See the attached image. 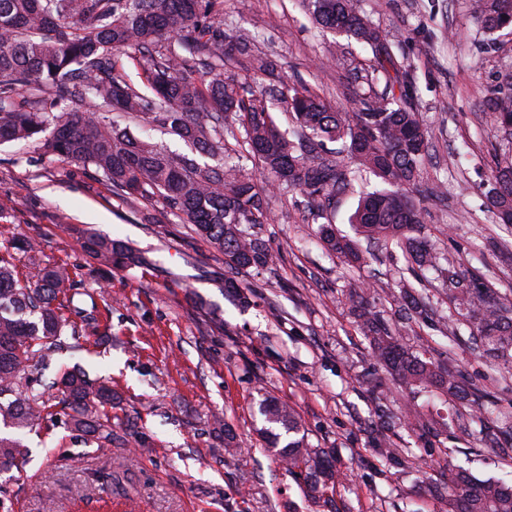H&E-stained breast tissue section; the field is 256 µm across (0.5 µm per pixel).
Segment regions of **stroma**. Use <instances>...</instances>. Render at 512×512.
Wrapping results in <instances>:
<instances>
[{"label": "stroma", "mask_w": 512, "mask_h": 512, "mask_svg": "<svg viewBox=\"0 0 512 512\" xmlns=\"http://www.w3.org/2000/svg\"><path fill=\"white\" fill-rule=\"evenodd\" d=\"M412 77L410 101L431 128L415 199L422 238L442 262L481 277L512 302V224L489 203L492 172L512 161V137L485 103L512 78V32L488 40L472 0H357ZM225 28L252 37L276 64L271 85L303 81L334 106L382 92L370 48L323 30L301 0H224ZM270 221L254 231L275 264L237 273L247 296H225L224 255L160 203L124 198L94 167L50 160L31 144L0 146V249L39 241L44 261L80 283L72 304L99 332L59 355L111 381L119 415L141 444L100 448L58 426L25 436L29 457L0 473L11 512H448L435 486L448 464L478 479L512 481V451L489 423L447 397L401 391L375 364L352 313V285L400 340L460 371L488 408L512 416V368L493 371L457 322L444 273L408 272L401 252L344 265L316 236L300 191L267 195ZM91 230L145 254L148 266H100ZM421 308L402 319V281ZM289 403L312 448H332L350 477L308 497L261 436L262 397ZM239 443L215 453L214 416Z\"/></svg>", "instance_id": "obj_1"}]
</instances>
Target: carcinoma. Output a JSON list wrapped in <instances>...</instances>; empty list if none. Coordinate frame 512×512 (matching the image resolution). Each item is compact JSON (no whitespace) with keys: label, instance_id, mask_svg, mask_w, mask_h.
I'll list each match as a JSON object with an SVG mask.
<instances>
[{"label":"carcinoma","instance_id":"1","mask_svg":"<svg viewBox=\"0 0 512 512\" xmlns=\"http://www.w3.org/2000/svg\"><path fill=\"white\" fill-rule=\"evenodd\" d=\"M322 28L368 46L377 67L394 72L385 91L335 110L302 84H285L282 103L294 119L281 129L265 100L263 77L274 64L262 56L250 61L245 81L224 78V60L245 52L250 38L224 30V0H0V145L34 144L50 158L90 165L120 195L156 201L191 224L224 253L234 271L274 261L261 239L245 224H266V192L300 190L329 200L354 189L355 175L343 160L325 156L327 144L343 141L358 170L380 179V187L358 191L349 218L356 234L376 247H397L420 268L440 257L416 231L423 214L414 201L417 179L428 153L429 128L407 101L410 74L393 58L379 27L365 18L356 0H303ZM473 16L489 33L512 24V0H474ZM135 61L151 95L126 80L123 58ZM48 100L65 107L48 112ZM500 126L512 122V82L487 102ZM166 130L198 154L215 161L168 153L136 138L108 113ZM237 128L245 153L229 155L224 124ZM252 162L263 181L246 169ZM492 207L512 209V163L493 175ZM325 219L317 235L330 255L354 266L364 260L359 242L336 234ZM86 248L100 265L119 269L149 264L123 241L85 232ZM40 253L32 239L0 250V420L18 431L53 420V408L66 410L67 427L97 447L112 445V414L118 393L79 365L59 370L51 384L31 376V365H47L56 351L80 346L76 323L66 316L77 281L65 264L32 262L24 272L15 251ZM448 297L458 321L479 340L490 366L512 362V307L475 279L448 270ZM358 317L376 364L400 388L437 390L485 411L483 396L462 385L459 374L443 370L405 347L380 312L362 308ZM57 395L48 396L50 390ZM270 427L268 445H284L288 474L308 493L322 497L335 488L343 470L333 453L310 448L300 422L285 402L267 400L262 408ZM280 427L288 434L282 443ZM19 437L0 435V470L25 459ZM448 512H512V486L479 480L461 465H448L442 484Z\"/></svg>","mask_w":512,"mask_h":512}]
</instances>
